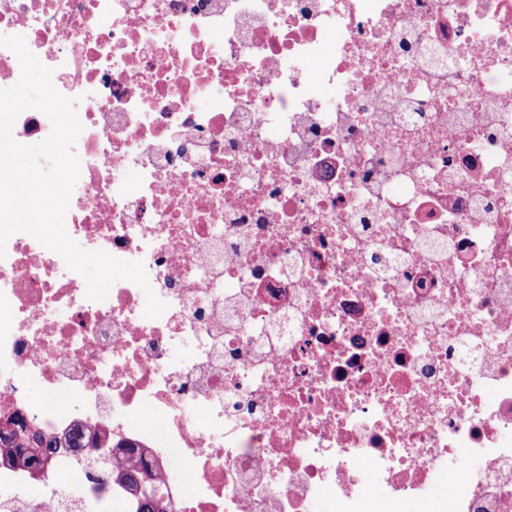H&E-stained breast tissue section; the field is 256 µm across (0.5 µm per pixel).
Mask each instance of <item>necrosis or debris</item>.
Segmentation results:
<instances>
[{
	"instance_id": "obj_1",
	"label": "necrosis or debris",
	"mask_w": 512,
	"mask_h": 512,
	"mask_svg": "<svg viewBox=\"0 0 512 512\" xmlns=\"http://www.w3.org/2000/svg\"><path fill=\"white\" fill-rule=\"evenodd\" d=\"M17 29L82 125L69 236L167 308L8 239L0 415L99 441L0 465V512H132L74 466L127 448L166 512H512V0H0Z\"/></svg>"
}]
</instances>
